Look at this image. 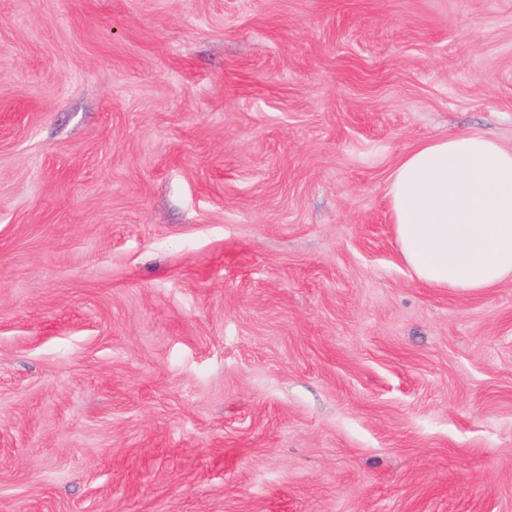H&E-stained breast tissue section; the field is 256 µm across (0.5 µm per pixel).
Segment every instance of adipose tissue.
Instances as JSON below:
<instances>
[{"instance_id":"ef3b65f1","label":"adipose tissue","mask_w":512,"mask_h":512,"mask_svg":"<svg viewBox=\"0 0 512 512\" xmlns=\"http://www.w3.org/2000/svg\"><path fill=\"white\" fill-rule=\"evenodd\" d=\"M386 195L419 282L477 292L512 280V149L479 132L423 141L399 158Z\"/></svg>"}]
</instances>
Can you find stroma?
Returning a JSON list of instances; mask_svg holds the SVG:
<instances>
[{"label":"stroma","mask_w":512,"mask_h":512,"mask_svg":"<svg viewBox=\"0 0 512 512\" xmlns=\"http://www.w3.org/2000/svg\"><path fill=\"white\" fill-rule=\"evenodd\" d=\"M512 149V0H0V512H512V281L386 183ZM386 195L419 282L477 292L512 280V149L479 132L423 141L399 158Z\"/></svg>","instance_id":"35a3bbf8"}]
</instances>
